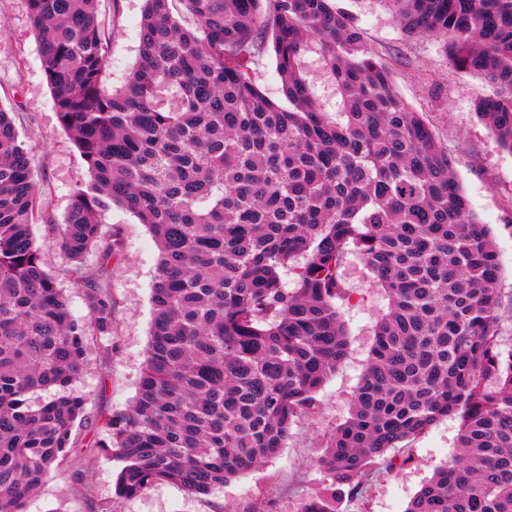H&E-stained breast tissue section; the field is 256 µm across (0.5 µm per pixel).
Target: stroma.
Listing matches in <instances>:
<instances>
[{
	"label": "stroma",
	"mask_w": 512,
	"mask_h": 512,
	"mask_svg": "<svg viewBox=\"0 0 512 512\" xmlns=\"http://www.w3.org/2000/svg\"><path fill=\"white\" fill-rule=\"evenodd\" d=\"M336 5L354 18L367 44L388 64L402 97L427 118L452 157L473 210L488 224L501 266L500 335L504 348H512V153L499 146L473 109L477 96L491 93V84L450 65L441 39L406 37L386 0H336ZM97 10L111 32L110 84L117 87L137 60L143 0H97ZM0 107L12 112L31 151L39 188L52 199L55 221L63 222L87 169L59 122L26 0H0ZM104 221L120 241L109 266L117 328L112 340L90 337L88 365L72 385L101 418L127 408L136 394L153 316L159 255L148 228L123 208H113ZM346 278L352 298L342 304L341 316L349 332L348 355L318 392L315 414L292 426L276 458L206 496L160 482L139 496L119 500L114 494L119 465L97 448L99 428L87 427L81 431L78 459L92 478L98 500L110 503L114 512H246L266 501L274 512H300L327 482L316 461L327 436L349 413L370 355L373 326L388 304L357 259L348 261ZM458 428V421L441 422L412 447L395 451L396 467L385 464L373 471L360 495L342 499L341 512H405L435 467L453 454ZM28 512L90 509L80 487L59 476L42 486Z\"/></svg>",
	"instance_id": "1"
}]
</instances>
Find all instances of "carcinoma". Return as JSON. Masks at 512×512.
<instances>
[{
    "label": "carcinoma",
    "instance_id": "carcinoma-1",
    "mask_svg": "<svg viewBox=\"0 0 512 512\" xmlns=\"http://www.w3.org/2000/svg\"><path fill=\"white\" fill-rule=\"evenodd\" d=\"M408 36L444 38L457 69L493 87L477 116L512 153V0H387ZM62 127L87 167L49 273L33 226L50 203L0 108V512H27L52 474L95 496L76 462L91 421L69 391L88 337L112 340V234L132 213L159 250L136 395L97 447L119 498L169 482L207 495L275 458L348 355L347 257L388 300L349 417L301 512H339L387 453L443 420L457 452L405 512H512V349L499 335L501 269L451 157L386 63L332 0H144L138 58L118 89L96 0H27ZM274 55L283 106L249 63ZM317 54L337 110L313 94ZM99 250L95 265L85 255ZM82 289L72 318L58 277ZM54 393L33 401L38 392Z\"/></svg>",
    "mask_w": 512,
    "mask_h": 512
}]
</instances>
